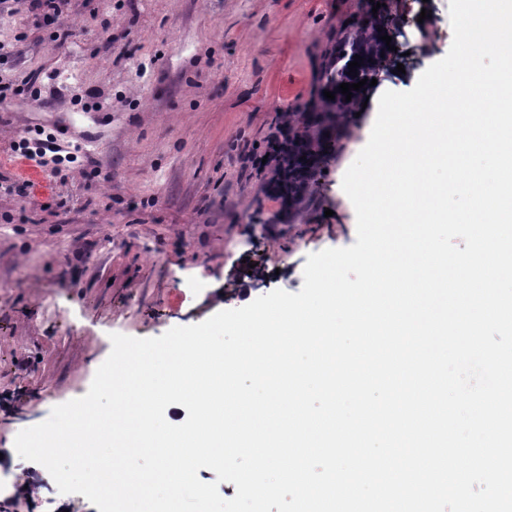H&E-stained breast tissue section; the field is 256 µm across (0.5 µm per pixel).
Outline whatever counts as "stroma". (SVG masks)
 Masks as SVG:
<instances>
[{"label": "stroma", "mask_w": 512, "mask_h": 512, "mask_svg": "<svg viewBox=\"0 0 512 512\" xmlns=\"http://www.w3.org/2000/svg\"><path fill=\"white\" fill-rule=\"evenodd\" d=\"M402 74L368 92L292 222L273 217L267 175L242 170L279 113L321 106L337 25L370 0H66L63 42L29 0L0 15V512H99L63 494L16 435L82 397L110 336L157 337L282 289L309 254L356 241L343 176L387 90H411L448 52L449 0H398ZM83 155L45 192H8L33 128ZM261 268L248 276L249 267ZM35 491L17 495L20 474Z\"/></svg>", "instance_id": "1"}]
</instances>
